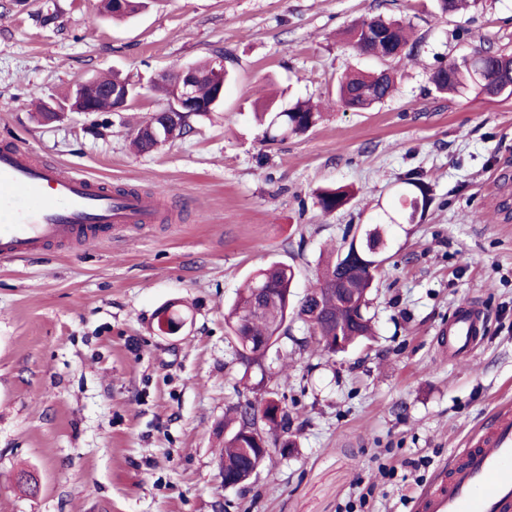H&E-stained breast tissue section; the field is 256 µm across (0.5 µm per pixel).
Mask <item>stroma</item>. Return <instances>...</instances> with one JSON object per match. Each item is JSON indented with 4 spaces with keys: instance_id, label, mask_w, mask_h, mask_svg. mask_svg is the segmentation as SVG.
I'll return each mask as SVG.
<instances>
[{
    "instance_id": "1",
    "label": "stroma",
    "mask_w": 512,
    "mask_h": 512,
    "mask_svg": "<svg viewBox=\"0 0 512 512\" xmlns=\"http://www.w3.org/2000/svg\"><path fill=\"white\" fill-rule=\"evenodd\" d=\"M439 5L151 0L115 23L98 0H0V142L115 186L163 187L172 204L123 238L0 262V512H414L491 410L512 402V96L442 94L430 81L476 50L512 53V0ZM377 14L409 23L414 51L395 94L343 109L345 70L387 67L346 36ZM219 50L222 105L135 151L132 129L163 104L154 82ZM115 72L141 85L125 111L36 120L32 93L50 102ZM270 94L317 103L321 118L263 141L253 112ZM410 171L433 201L390 229L371 339L328 354L292 318L276 352L245 365L224 328L243 282L281 262L303 297L320 255L393 209ZM329 185L356 195L326 214L314 193ZM170 301L188 319L163 336L156 313ZM466 303L485 317L481 344L451 360L436 333ZM283 377L291 452H271L247 487H221L227 408ZM23 471L36 488L18 484Z\"/></svg>"
}]
</instances>
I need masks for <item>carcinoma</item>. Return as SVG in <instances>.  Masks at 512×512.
<instances>
[{"mask_svg":"<svg viewBox=\"0 0 512 512\" xmlns=\"http://www.w3.org/2000/svg\"><path fill=\"white\" fill-rule=\"evenodd\" d=\"M149 0H127L126 10L111 9V0L100 5L102 15L114 20L130 17L146 8ZM376 28L382 38L370 40L366 30ZM348 39L353 46L363 52L387 57L401 62L411 51L407 50L406 26L398 20H386L380 16L362 19L348 30ZM485 70L496 75L498 85H512V54H507L491 46L476 52L470 65L456 61L438 66L430 80L441 93L473 89L480 94L493 95L487 87L479 83V71ZM133 87V84L117 76L97 78L91 83L89 102L97 111H110L113 108L108 85ZM394 88V81L384 71L371 73L347 72L337 83V98L340 107L353 110L367 109L383 101ZM260 120L264 126L263 138L275 141L290 134L304 132L315 126L317 113L306 102H297L290 107H274L262 104ZM188 123L182 119L169 125H162L160 139L166 143L187 133ZM156 142L138 127L132 134V146L138 152L155 148ZM352 188L339 185L327 186L315 192L320 209L331 214L345 207L354 197ZM399 208L393 212L383 211L368 218L362 224L363 237L358 239L359 249H365L370 241L385 242L388 228L393 224L408 221V214L419 208L426 211L431 202L429 186L419 173H410L402 181L397 191ZM353 245H348L346 254L336 251L324 260L316 271V287L312 290L314 305L319 308L315 317L303 319L309 330L319 336L326 351H332L333 343L342 340L344 346H352L371 335V317L367 314L368 295L380 279L383 268L371 267L352 255ZM295 273L292 267L283 263H272L258 270L247 281L234 302L224 314L227 333L233 336L240 350L250 349L257 342L269 340L287 332L285 324L288 316H302L306 308L295 309L292 291ZM243 413L234 409L229 423L233 429L224 437V444L216 455V461L229 469L247 472L254 466H263L266 457L254 454L247 457L243 449L252 447L251 441L240 429Z\"/></svg>","mask_w":512,"mask_h":512,"instance_id":"carcinoma-1","label":"carcinoma"}]
</instances>
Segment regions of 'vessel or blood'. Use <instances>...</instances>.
<instances>
[{"label":"vessel or blood","instance_id":"1","mask_svg":"<svg viewBox=\"0 0 512 512\" xmlns=\"http://www.w3.org/2000/svg\"><path fill=\"white\" fill-rule=\"evenodd\" d=\"M166 191L115 196L109 184L35 155L14 143L0 145V261L25 258L95 239H109L152 224ZM482 317L461 305L439 331L449 358L470 357ZM416 512H512V407L496 406L466 448L439 470Z\"/></svg>","mask_w":512,"mask_h":512}]
</instances>
